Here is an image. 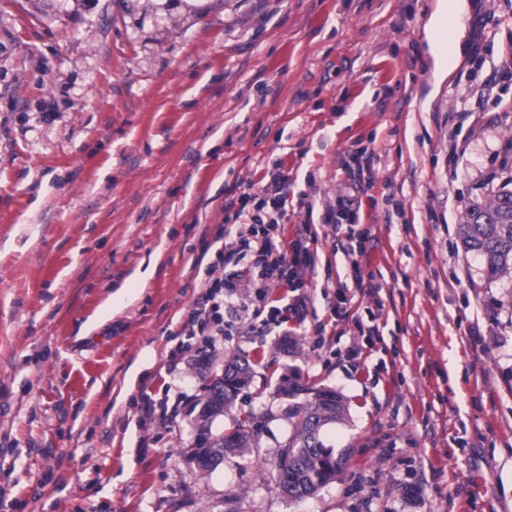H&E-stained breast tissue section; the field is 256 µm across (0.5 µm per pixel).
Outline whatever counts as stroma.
I'll return each mask as SVG.
<instances>
[{
    "mask_svg": "<svg viewBox=\"0 0 512 512\" xmlns=\"http://www.w3.org/2000/svg\"><path fill=\"white\" fill-rule=\"evenodd\" d=\"M434 4L0 0V512H512V280L487 283L458 238L512 175V0H467L439 84ZM363 148L381 158L358 262L381 292L339 320L349 261L321 204ZM278 172L285 237L318 230L314 309L268 321L249 263L227 266L223 336L170 369L207 287L194 259L241 229L225 199ZM371 309L381 335L346 359ZM234 355L253 378L212 428L243 420L254 441L204 472L187 456L202 384ZM284 375L349 406L325 434L346 468L302 500L276 480Z\"/></svg>",
    "mask_w": 512,
    "mask_h": 512,
    "instance_id": "35a3bbf8",
    "label": "stroma"
}]
</instances>
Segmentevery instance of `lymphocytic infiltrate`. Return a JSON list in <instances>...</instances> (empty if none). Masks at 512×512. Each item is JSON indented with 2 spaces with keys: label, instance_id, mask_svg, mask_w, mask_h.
<instances>
[{
  "label": "lymphocytic infiltrate",
  "instance_id": "obj_1",
  "mask_svg": "<svg viewBox=\"0 0 512 512\" xmlns=\"http://www.w3.org/2000/svg\"><path fill=\"white\" fill-rule=\"evenodd\" d=\"M374 154L355 152L349 160L343 161L342 167L347 174V181L335 207L326 208L323 221L346 230L344 253L350 257V282L341 283L337 293V315H345L347 305L357 294L363 293V282L358 256L366 251V244L371 240L370 231H356L355 226L364 220L362 197L371 187V179L365 178L364 170L368 163L374 162ZM286 179L282 174H274L269 184L263 189L259 203H252L250 194L244 193L226 200L225 211L234 213L242 223L248 224L249 230L234 242L222 244L218 249V263L207 266V273L214 279L200 298L190 308L185 322L189 338L179 341L177 353H184L191 347L190 340L203 336L212 326L221 321L219 297L234 296L235 285L214 274L216 266L240 264L250 261L258 268L263 288H280L285 290L289 299L288 308L297 317H304L315 306V297L304 288L305 275L314 271L318 262V234L310 226L297 230L291 241H283L279 233L278 218L286 209L287 194L284 190Z\"/></svg>",
  "mask_w": 512,
  "mask_h": 512
}]
</instances>
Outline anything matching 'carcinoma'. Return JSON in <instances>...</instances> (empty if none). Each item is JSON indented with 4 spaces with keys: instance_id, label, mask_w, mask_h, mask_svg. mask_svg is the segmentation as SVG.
I'll list each match as a JSON object with an SVG mask.
<instances>
[{
    "instance_id": "1",
    "label": "carcinoma",
    "mask_w": 512,
    "mask_h": 512,
    "mask_svg": "<svg viewBox=\"0 0 512 512\" xmlns=\"http://www.w3.org/2000/svg\"><path fill=\"white\" fill-rule=\"evenodd\" d=\"M459 235L465 252L479 260L487 281L512 278V178L492 193L488 201L468 210L465 222L459 225ZM234 369L242 370V382L249 381L252 373L250 362L234 357L227 361L224 373L215 376V382L232 377ZM308 394L309 398L293 413L297 421L293 423L278 458L277 480L288 481L290 499L315 495L331 480L338 479L346 464L343 455H334V449L324 443L326 427L345 420L347 405L343 396L331 393L332 403L319 415L314 398L320 396V389L310 388ZM214 395V388L203 389L197 430L207 431L212 440L211 447L222 457L240 455L250 447L253 435L242 423L237 424L239 432L228 439L212 431V422L208 421L204 410L210 406Z\"/></svg>"
}]
</instances>
